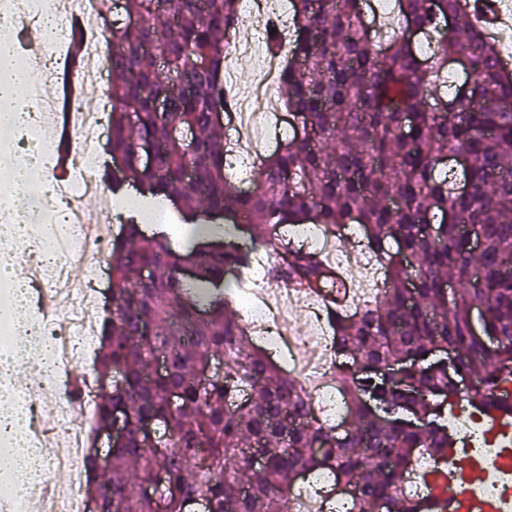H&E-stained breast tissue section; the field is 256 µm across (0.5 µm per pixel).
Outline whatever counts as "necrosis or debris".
Masks as SVG:
<instances>
[{
	"instance_id": "4bbe7bcc",
	"label": "necrosis or debris",
	"mask_w": 512,
	"mask_h": 512,
	"mask_svg": "<svg viewBox=\"0 0 512 512\" xmlns=\"http://www.w3.org/2000/svg\"><path fill=\"white\" fill-rule=\"evenodd\" d=\"M53 26L55 35L42 40L36 55L18 52L16 68L41 63L54 57L70 23L87 27L89 52L84 63L87 77L104 84L108 71L102 59L103 32L98 22V0H72L64 11L59 0H0V24ZM242 22L248 31V50L255 55L261 79L249 98L237 102L231 113L232 138H240L242 123H249L253 135L267 148L276 138L268 134L267 112L261 107L278 83L276 68L257 56L263 41L262 28L252 10H245ZM68 121L78 147L70 157L73 181L51 183L42 166L45 153L53 148L57 115L42 98L31 99L18 120L0 126V150L12 153L27 170L21 191L33 210L14 203H0V241H12V260L25 264V272L0 276V400L13 404L14 426L0 429V464L14 457L27 458L29 471L18 480L11 470L0 467V504L5 512H32L35 498H43L48 512H88L87 499L79 489L85 480L84 460L96 427L94 391L82 400L72 398L68 379L77 366L91 367L99 336L94 316L101 302L102 262L112 245V212L83 207L85 198L101 193L94 173L102 162L101 145L107 134L105 112L72 104ZM85 265L82 279L69 275L71 264ZM269 277L257 287L240 292L250 323L269 350L283 354L289 367L299 371L312 403L332 425L342 421L346 406L336 390L333 351L323 320L308 324L300 337L282 332L288 320L287 306H274L273 296L290 297L291 288L270 294ZM21 365L29 370L24 382H16L11 369ZM449 433L460 444L461 454L484 460L489 475L476 493L482 497L506 496L505 512H512V474L495 466L494 444L481 420L460 410L449 425ZM69 474L71 484L62 487L49 474Z\"/></svg>"
}]
</instances>
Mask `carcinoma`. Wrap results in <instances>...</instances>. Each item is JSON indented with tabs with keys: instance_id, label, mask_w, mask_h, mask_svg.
Here are the masks:
<instances>
[{
	"instance_id": "1",
	"label": "carcinoma",
	"mask_w": 512,
	"mask_h": 512,
	"mask_svg": "<svg viewBox=\"0 0 512 512\" xmlns=\"http://www.w3.org/2000/svg\"><path fill=\"white\" fill-rule=\"evenodd\" d=\"M239 2L126 0V18L103 32L104 63L117 76L107 152L127 158L112 195L133 182L144 196L178 200L182 223L222 224L224 233L175 245L129 220L113 239L112 307L96 364L99 377L122 381L101 391L96 408L100 424L128 411L127 436L112 449L109 477L87 460L86 494L98 496L99 512H191L199 500L205 512H289L300 498L311 503L306 512H324L325 498L351 486L349 512H428L409 479L419 458H446L454 444V373L479 378L468 400L483 415L512 414L496 395L512 384V71L466 0H397L395 18L369 24L365 0H289L291 49L282 54L280 29L266 28L265 42L283 56L291 132L244 190L235 144L218 141L212 121L227 110L224 47ZM419 31L432 39L425 51ZM464 58L471 71L452 85L449 71ZM155 94L169 101L165 120L151 107ZM177 126L198 133L192 150L173 135ZM142 141L157 146L149 168L134 159ZM460 153L467 166L443 164ZM304 224L339 240L351 226L363 231L383 277L373 301L330 309L347 406L339 440L219 288L226 274L248 275L261 248L276 252L271 279L327 287L322 253L276 234ZM466 224L483 231L478 254ZM145 266L154 269L147 283L136 277ZM156 352L168 363L158 380ZM439 352L453 353L454 366ZM215 355L224 372L205 381L199 372ZM149 421L168 437L149 444Z\"/></svg>"
}]
</instances>
